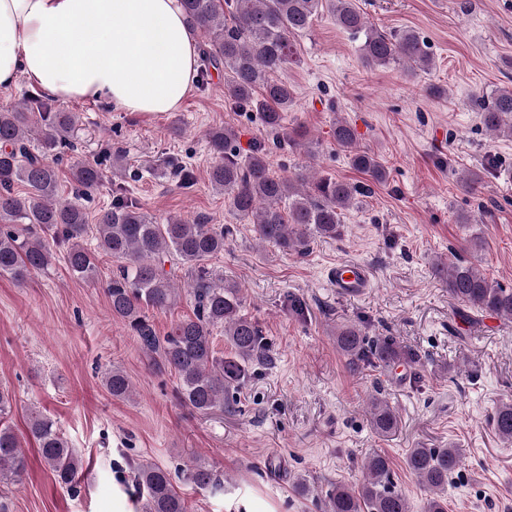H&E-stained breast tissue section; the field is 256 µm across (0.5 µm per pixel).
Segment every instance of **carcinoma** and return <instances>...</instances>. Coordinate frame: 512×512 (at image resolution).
<instances>
[{
    "label": "carcinoma",
    "mask_w": 512,
    "mask_h": 512,
    "mask_svg": "<svg viewBox=\"0 0 512 512\" xmlns=\"http://www.w3.org/2000/svg\"><path fill=\"white\" fill-rule=\"evenodd\" d=\"M181 5L191 29L205 35L203 56L212 67L224 69L225 90L235 108L259 113L262 125L279 144L299 145L306 137V131L285 126L294 91L278 73L293 61L292 38L309 30L321 12H328L336 26L352 37L364 36L359 51L367 68L406 63L414 72L428 71L433 65L429 46L419 33L378 31L355 0H181ZM472 104L487 133L512 137V87L478 93ZM79 122L78 113L54 110L47 97L31 96L21 107L0 110V276L22 285L32 272L52 266L55 257L42 232L65 249L69 272L85 282L98 280L99 255L123 260L106 288L112 316L129 326L146 354L175 374L176 395L183 406L205 416L234 411L229 389L250 378L253 365L271 363V357L262 328L242 313V288L204 266L207 259L224 253V226L172 217L159 224L137 204L118 197L95 225V247L84 245L90 230L84 200L97 189L103 172L96 163L71 161L69 178L75 194L65 198L58 170V162L78 150ZM332 138L353 168L374 182L386 179V168L378 156L359 148L358 133L349 122L336 120ZM238 141L231 126L208 132L215 157L210 184L227 197L236 214L254 225L260 241L286 254L305 256L315 238L341 237L343 212L371 192L367 184L332 177H321L308 187L301 172L275 177L269 172L264 146L243 153ZM162 175L182 186L192 182L191 172L173 158L164 161ZM459 182L465 191L476 194L483 186L482 171L469 169ZM18 184L25 191L15 190ZM167 253L185 269L193 310L159 336L148 311H166L180 296V288L162 266L161 256ZM435 268L451 298L512 320L511 289L460 260L439 261ZM217 329L224 331L233 351L230 358L215 350ZM336 344L353 369L362 363L410 367L418 362L416 352L395 338L370 339L353 325L336 328ZM103 384L114 398L124 400L133 394L131 380L117 366L103 374ZM11 412V393L0 387L1 483L19 482L27 470L24 446L7 423ZM370 422L387 437L397 432L400 418L386 399L374 396ZM492 424L501 440L512 441L511 400L498 406ZM29 431L55 481L77 492L81 461L55 420L34 413ZM460 462L457 448L409 449L407 468L427 493L423 512H448V477ZM177 477L195 490L224 488L220 472L200 456L178 470ZM133 481L143 498V512H190L185 494L159 466L136 464ZM325 507L328 512H411L393 480L390 459L381 453L365 458L357 487H331Z\"/></svg>",
    "instance_id": "carcinoma-1"
}]
</instances>
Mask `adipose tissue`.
I'll return each mask as SVG.
<instances>
[{
	"mask_svg": "<svg viewBox=\"0 0 512 512\" xmlns=\"http://www.w3.org/2000/svg\"><path fill=\"white\" fill-rule=\"evenodd\" d=\"M197 44L179 0H0V89L172 112L192 90Z\"/></svg>",
	"mask_w": 512,
	"mask_h": 512,
	"instance_id": "ef3b65f1",
	"label": "adipose tissue"
}]
</instances>
